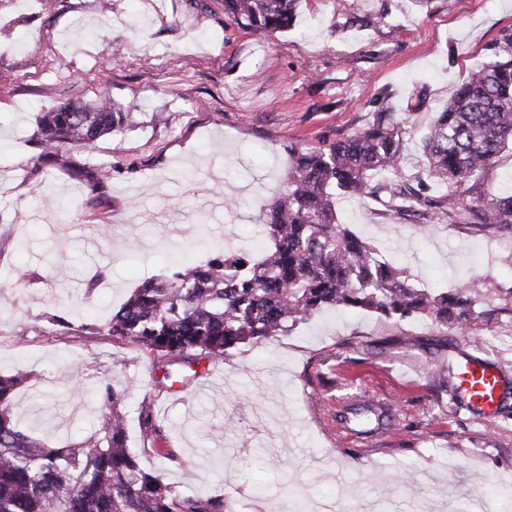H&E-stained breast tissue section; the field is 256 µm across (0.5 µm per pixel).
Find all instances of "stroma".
Masks as SVG:
<instances>
[{"label": "stroma", "instance_id": "obj_1", "mask_svg": "<svg viewBox=\"0 0 512 512\" xmlns=\"http://www.w3.org/2000/svg\"><path fill=\"white\" fill-rule=\"evenodd\" d=\"M509 34L512 0H299L293 29L271 36L225 18L224 0H56L50 13L0 0V372L33 378L15 400L23 423L79 441L97 427L91 389L107 380L127 391L141 466L223 497L231 512H281L289 489L305 512H512V228L337 199L341 223L417 286L484 281L483 315L465 333L328 309L168 380L153 352L102 332L163 274L170 249L201 261L209 245L260 239L261 206L283 191L291 148L324 149L387 112L404 133L406 174L421 173L436 112ZM103 95L140 100L137 125L42 155L40 112ZM507 193L508 151L477 191L459 190L468 203ZM465 356L496 363L508 417L480 420L434 380L435 364ZM366 389L396 419L363 446L337 431L336 406ZM144 405L191 468L144 445Z\"/></svg>", "mask_w": 512, "mask_h": 512}]
</instances>
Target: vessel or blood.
Here are the masks:
<instances>
[{
	"instance_id": "1",
	"label": "vessel or blood",
	"mask_w": 512,
	"mask_h": 512,
	"mask_svg": "<svg viewBox=\"0 0 512 512\" xmlns=\"http://www.w3.org/2000/svg\"><path fill=\"white\" fill-rule=\"evenodd\" d=\"M456 386L476 407L480 418L491 420L497 416L501 390L495 363L484 358L466 360L457 368Z\"/></svg>"
}]
</instances>
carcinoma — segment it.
I'll use <instances>...</instances> for the list:
<instances>
[{
    "label": "carcinoma",
    "instance_id": "carcinoma-1",
    "mask_svg": "<svg viewBox=\"0 0 512 512\" xmlns=\"http://www.w3.org/2000/svg\"><path fill=\"white\" fill-rule=\"evenodd\" d=\"M298 0H224V15L262 34L294 25ZM130 103L107 98L96 104L79 97L43 112V151L91 148L133 120ZM400 127L384 116L319 151L297 152L286 174V190L262 209L267 243L253 250L218 245L202 262H187L170 276L135 291L106 323L114 339L142 345L172 363L192 365L224 359L245 343L286 336L296 324L326 308L376 312L386 318L429 319L455 331L471 328L481 284L466 282L431 292L408 281L406 269L378 258L377 249L336 215V195L385 194L397 212L434 208L424 218L453 212L475 224H512V194L477 206L461 204L457 187L477 183L512 149V36L496 59L471 73L438 111L423 141L424 175L402 169ZM377 171L394 179L372 183ZM445 188L440 196L424 191ZM29 377L0 374V512H227L224 499L204 490L179 492L143 469L128 444L124 392L111 383L96 394L99 428L81 442L40 439L14 413L17 390ZM352 411L339 406L345 422L381 429L392 407L374 395ZM142 436L155 444L163 432L151 410L138 412Z\"/></svg>",
    "mask_w": 512,
    "mask_h": 512
}]
</instances>
